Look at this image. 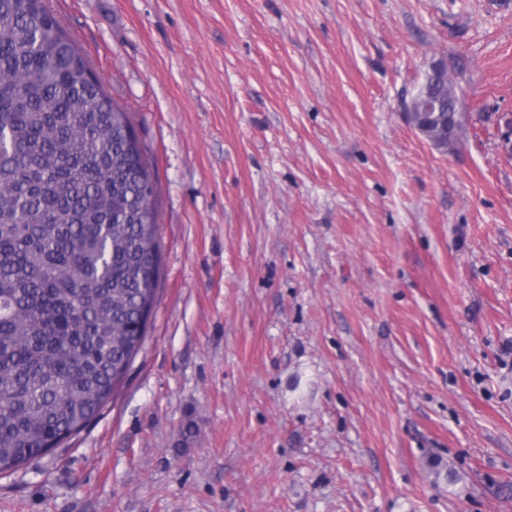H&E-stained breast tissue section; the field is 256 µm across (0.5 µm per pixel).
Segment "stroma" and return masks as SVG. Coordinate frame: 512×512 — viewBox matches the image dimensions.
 <instances>
[{"instance_id":"obj_1","label":"stroma","mask_w":512,"mask_h":512,"mask_svg":"<svg viewBox=\"0 0 512 512\" xmlns=\"http://www.w3.org/2000/svg\"><path fill=\"white\" fill-rule=\"evenodd\" d=\"M47 6L151 159L163 281L0 512H512V0ZM438 59L445 152L404 110Z\"/></svg>"}]
</instances>
